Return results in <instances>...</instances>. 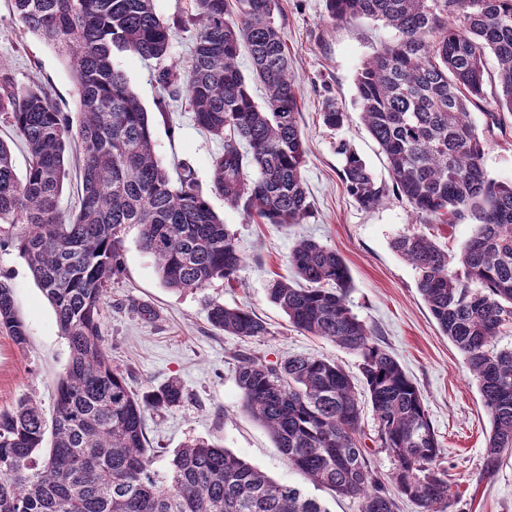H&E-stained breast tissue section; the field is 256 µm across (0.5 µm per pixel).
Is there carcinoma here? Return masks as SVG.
Here are the masks:
<instances>
[{
  "label": "carcinoma",
  "mask_w": 512,
  "mask_h": 512,
  "mask_svg": "<svg viewBox=\"0 0 512 512\" xmlns=\"http://www.w3.org/2000/svg\"><path fill=\"white\" fill-rule=\"evenodd\" d=\"M11 7L13 19L64 58L81 118L73 125L42 86H19L0 74V115L29 155L20 177L10 146L0 140V245L17 249L69 347L50 445L33 401L0 413V512H328L301 488L268 478L206 440L184 444L167 473L155 471L145 414L179 406L183 386L171 380L132 393L99 335L131 227L169 289L231 283L244 267L233 233L196 188L191 169L172 185L155 155L149 113L114 66V51L160 64L173 30L190 23V61L180 73L158 69V110L183 93L196 123L224 140L212 161V186L227 207L268 224H301L309 215L300 91L275 22L277 0H193L187 19L171 24L154 0H12ZM326 7L334 21L369 18L397 32L355 78L361 119L387 159L392 188L341 143L347 191L373 209L392 190L425 224L475 220L455 258L419 233L398 235L392 248L417 272L419 294L477 381L491 422L492 470L503 453H512V348L497 347L512 325V183L488 177L484 140L469 116L490 96L496 108L484 112L487 131L504 132L512 123V0H326ZM243 47L265 90L261 105L238 66ZM491 58L497 84L489 92ZM321 114L331 130L348 119L329 97ZM72 137L83 154L82 197L79 212L66 221L58 203ZM18 225L24 231L13 232ZM290 263L296 280H273L269 297L295 328L359 356L377 442L393 458L392 472L382 475L369 460L354 385L333 361L294 355L267 363L235 355L241 408L269 431L296 471L358 500L359 512H396L399 496L419 512H451L454 493L422 392L350 310L352 281L343 258L302 238ZM207 316L243 340L270 335L245 309L212 301ZM0 329L27 345L13 289L2 280ZM44 447L33 472L31 459Z\"/></svg>",
  "instance_id": "cac0c4a2"
}]
</instances>
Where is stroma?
<instances>
[{
  "label": "stroma",
  "mask_w": 512,
  "mask_h": 512,
  "mask_svg": "<svg viewBox=\"0 0 512 512\" xmlns=\"http://www.w3.org/2000/svg\"><path fill=\"white\" fill-rule=\"evenodd\" d=\"M279 4L275 20L301 93L297 120L306 148L303 178L311 204L301 224H264L225 207L223 197L211 187L212 159L223 152V141L197 126L185 98L170 101L167 112L157 110L156 63L123 52L113 55L114 66L126 74L150 114L157 158L175 178L183 167L192 169L245 258L237 282L218 279L201 292H178L162 285L153 259L138 246L137 229H128L125 235L123 266L112 279L100 318L103 344L129 390L140 393L175 379L186 393L179 407L146 415L153 467L166 472L177 448L204 439L231 450L269 477L321 498L329 512H359L357 500L333 497L289 465L268 431L242 411L235 381L238 353L270 362L313 355L335 361L350 375L359 373L356 354L295 329L269 299L270 281L291 276V248L305 237L342 255L352 278L351 311L422 391L441 446L440 463L457 493L453 512H512V453L503 455L494 471H486L491 425L478 385L421 299L416 271L390 246L397 235L420 231L453 252L471 236V222L419 224L408 204L394 194L375 209H364L341 177L343 162L336 147L344 141L365 160L377 181H392L384 155L359 118L354 80L364 61L392 41L394 33L372 20L335 22L327 14L326 0ZM0 65L15 83H39L64 111L78 112L68 68L53 49L13 19L11 0H0ZM328 96L349 114L341 129L322 123V102ZM471 120L486 134L483 165L488 175L511 183L512 130L486 133L485 116L476 108ZM0 277L13 289L28 334V343L21 348L0 332V412L30 399L45 420H53L56 383L69 362L68 344L52 306L13 248H0ZM212 300L251 308L267 323L269 336L250 342L216 330L207 318ZM144 305L152 309V317L141 315Z\"/></svg>",
  "instance_id": "35a3bbf8"
}]
</instances>
